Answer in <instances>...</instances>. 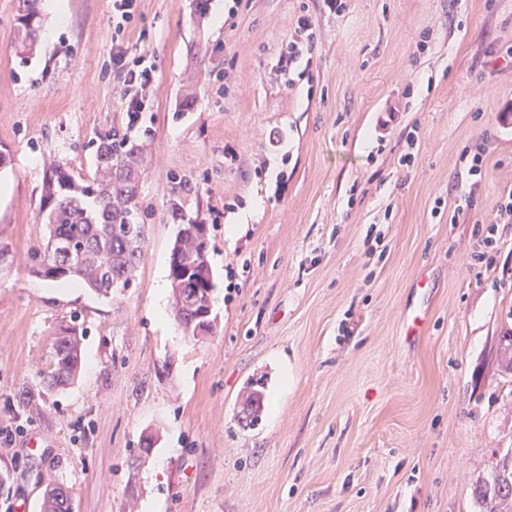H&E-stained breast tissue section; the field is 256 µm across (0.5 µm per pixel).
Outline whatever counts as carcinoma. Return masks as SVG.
<instances>
[{
  "instance_id": "carcinoma-1",
  "label": "carcinoma",
  "mask_w": 512,
  "mask_h": 512,
  "mask_svg": "<svg viewBox=\"0 0 512 512\" xmlns=\"http://www.w3.org/2000/svg\"><path fill=\"white\" fill-rule=\"evenodd\" d=\"M38 0H18L17 38L33 47L40 23ZM145 162L142 139L127 131L123 135L99 136L95 171L89 178L74 175L68 164L55 162L46 173L41 200L49 236L43 247L30 255L32 272L48 280L69 278L99 295L110 297L131 287L145 256V225L139 223L138 187ZM67 241L78 261L49 262V242ZM210 240L206 224L195 218L180 225L171 250L170 280L174 317L184 333L213 331L211 293L215 287L208 255ZM82 332L75 326L54 337L48 370L51 387L72 384L82 367ZM264 393L249 388L240 410L247 424L258 420ZM479 512H512V451L495 463L475 483ZM43 512H74L68 490L53 486L42 500Z\"/></svg>"
}]
</instances>
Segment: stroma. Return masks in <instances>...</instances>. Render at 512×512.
Instances as JSON below:
<instances>
[{"mask_svg": "<svg viewBox=\"0 0 512 512\" xmlns=\"http://www.w3.org/2000/svg\"><path fill=\"white\" fill-rule=\"evenodd\" d=\"M50 3L24 55L0 0V512H40L49 485L75 512H477L512 448V0H208L202 18L137 0L121 38L157 66L147 245L109 298L30 267L49 163L90 176L127 124L111 0H67L62 24ZM305 14L309 57L281 72ZM183 217L207 225L216 282L196 340L151 319ZM74 323L81 373L50 388ZM248 388L249 393L240 410V418L242 419V422L252 424L255 423L260 416L265 396L261 390L252 388V384H250Z\"/></svg>", "mask_w": 512, "mask_h": 512, "instance_id": "1", "label": "stroma"}]
</instances>
